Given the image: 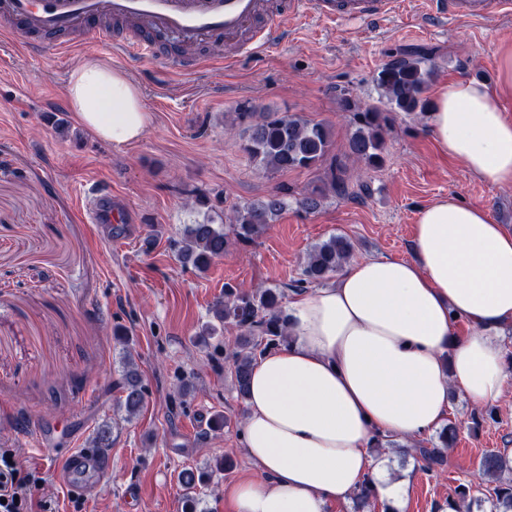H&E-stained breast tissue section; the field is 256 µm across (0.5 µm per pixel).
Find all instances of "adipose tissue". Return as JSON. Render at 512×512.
<instances>
[{
  "instance_id": "ef3b65f1",
  "label": "adipose tissue",
  "mask_w": 512,
  "mask_h": 512,
  "mask_svg": "<svg viewBox=\"0 0 512 512\" xmlns=\"http://www.w3.org/2000/svg\"><path fill=\"white\" fill-rule=\"evenodd\" d=\"M499 83L450 82L430 127L449 156L511 186L500 95L512 90V48ZM64 93L86 130L115 145L139 140L150 121L137 84L106 58L74 69ZM412 245L413 258L351 261L333 286L289 302V342L252 370L241 439L255 473L225 487L232 512H326L367 479L403 506L405 485L370 453L375 437L430 433L455 392L476 406L501 399L512 377L501 341L512 331V229L451 195L420 209Z\"/></svg>"
}]
</instances>
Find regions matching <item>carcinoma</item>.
Wrapping results in <instances>:
<instances>
[{"label": "carcinoma", "instance_id": "1", "mask_svg": "<svg viewBox=\"0 0 512 512\" xmlns=\"http://www.w3.org/2000/svg\"><path fill=\"white\" fill-rule=\"evenodd\" d=\"M434 69L426 54L408 51L381 66L373 76L379 90L382 106H362L349 94L340 96V106L349 117L352 132L348 139V155L368 169H377L384 162L385 135L391 129L397 114L423 115L428 109L424 92L431 82ZM236 120L248 124V136L241 149L259 167L286 172L310 170L327 165L325 187L331 193L349 198L370 191L368 183L352 181L347 168L336 163L331 155L332 132L322 122H308L290 112L248 110L236 113ZM288 207V189L279 188L265 199L249 204L235 205L225 215L226 224H216L210 216L184 227L171 246L180 262L198 272L209 269L215 258L233 246H247L256 241L276 218ZM353 252V244L345 235L333 234L313 245L303 262L302 277L290 287L304 291L310 284H320L340 271ZM284 290L277 287L243 289L224 285V296L210 308L211 319L199 332L201 336H215L228 327L241 332L235 345L226 349L224 360L230 365L238 396L247 400L251 372L258 357L265 351L288 343L287 316L284 314ZM117 386L124 393L123 408L128 416L138 413L145 399V388L134 361L126 357ZM458 428L446 425L438 435L439 444L418 448L423 470L431 472L443 461L444 453L457 440ZM184 497L196 501L202 478L194 471L180 474ZM486 488L485 499L491 512H512V461L505 455L489 451L479 460L472 480L461 483L448 499L450 512H472L473 505L482 499L474 492ZM375 497L371 481H365L354 493L356 512H364Z\"/></svg>", "mask_w": 512, "mask_h": 512}]
</instances>
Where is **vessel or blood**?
<instances>
[{"mask_svg": "<svg viewBox=\"0 0 512 512\" xmlns=\"http://www.w3.org/2000/svg\"><path fill=\"white\" fill-rule=\"evenodd\" d=\"M403 0H0V14L10 18L13 36L25 37L29 52H37L38 34H58L62 51H69L78 34L113 50L155 59L162 38L176 36L188 58L214 44L232 46L235 56H257L274 43L289 21L313 12L327 20L376 23L396 11ZM424 21L431 26L461 20H487L512 15V0H424ZM121 20L133 32L120 37L99 27L103 18ZM92 223L117 221L112 192L94 189L85 199ZM108 468L97 455L71 452L62 475L69 486L97 484Z\"/></svg>", "mask_w": 512, "mask_h": 512, "instance_id": "vessel-or-blood-1", "label": "vessel or blood"}]
</instances>
